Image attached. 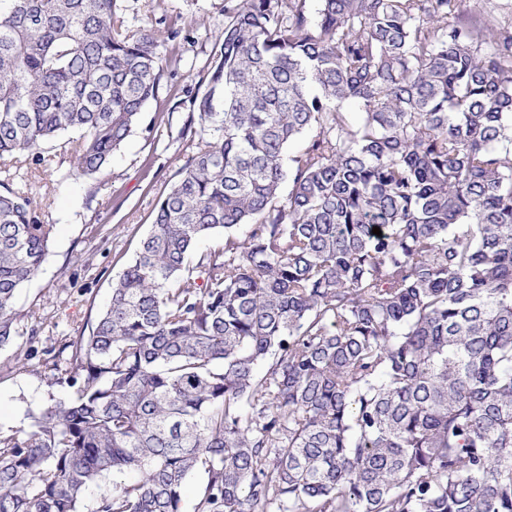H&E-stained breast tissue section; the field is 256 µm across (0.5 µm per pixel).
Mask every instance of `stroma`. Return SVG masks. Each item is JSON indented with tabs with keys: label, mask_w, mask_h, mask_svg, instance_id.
<instances>
[{
	"label": "stroma",
	"mask_w": 512,
	"mask_h": 512,
	"mask_svg": "<svg viewBox=\"0 0 512 512\" xmlns=\"http://www.w3.org/2000/svg\"><path fill=\"white\" fill-rule=\"evenodd\" d=\"M225 0H117L128 31L161 18L184 38L171 48L172 90H161L145 118L164 112L159 132L136 128L97 177L75 175L69 155L44 144L40 162L21 168L0 166V183L31 187L54 224L48 254L38 273L20 289L14 343L0 349V427L30 430L31 413L64 398L67 386L54 383L46 367L59 347L90 330L109 302L112 284L150 229L152 210L183 163L181 132L191 95L205 91L211 52L224 28ZM34 349L21 365L20 351Z\"/></svg>",
	"instance_id": "stroma-1"
}]
</instances>
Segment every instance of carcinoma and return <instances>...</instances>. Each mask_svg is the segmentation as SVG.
<instances>
[{
  "instance_id": "carcinoma-1",
  "label": "carcinoma",
  "mask_w": 512,
  "mask_h": 512,
  "mask_svg": "<svg viewBox=\"0 0 512 512\" xmlns=\"http://www.w3.org/2000/svg\"><path fill=\"white\" fill-rule=\"evenodd\" d=\"M318 2L224 4L192 150L48 366L70 394L0 429V512H184L193 476L192 512H512V24ZM115 8L0 0L1 165L77 132L92 177L158 100L182 30ZM53 231L3 185L0 348Z\"/></svg>"
}]
</instances>
